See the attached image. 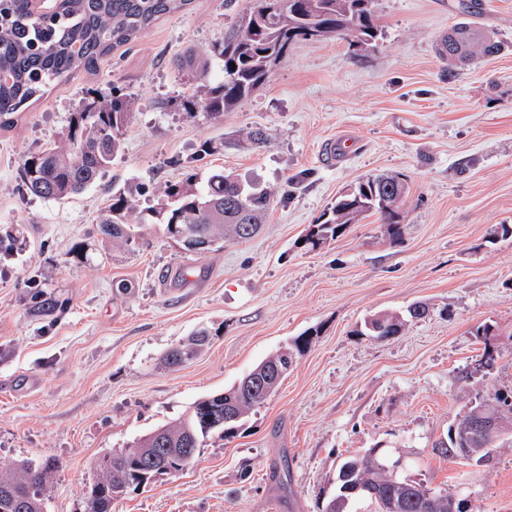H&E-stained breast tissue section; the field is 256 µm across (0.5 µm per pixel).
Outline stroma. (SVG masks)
<instances>
[{
  "label": "stroma",
  "mask_w": 512,
  "mask_h": 512,
  "mask_svg": "<svg viewBox=\"0 0 512 512\" xmlns=\"http://www.w3.org/2000/svg\"><path fill=\"white\" fill-rule=\"evenodd\" d=\"M461 2L375 0L373 48L296 41L262 86L213 117L184 112L187 78L172 61L212 54L251 2L193 0L0 130V235L14 237L0 252V465L58 458L47 512H80L103 450L175 421L310 328V348L233 438L207 440L193 467L112 512H320L340 460L371 448L401 459L402 476L464 490L474 512H512V448L467 466L433 451L469 398L512 389V237H490L512 225V0H481L476 17L504 51L452 78L436 40L463 20ZM89 90L136 101L120 154L78 195L32 196L24 160L58 142ZM340 137L350 153L330 157ZM217 169L272 193L254 238L194 253L160 224L140 226L129 247L94 232L113 187ZM390 172L409 185L398 226L374 215L303 245L341 191ZM416 302L425 319L387 341L365 336L367 317ZM483 324L491 340L477 336ZM199 326L209 349L159 368ZM488 345L496 362L482 369ZM283 463L284 491L270 477Z\"/></svg>",
  "instance_id": "35a3bbf8"
}]
</instances>
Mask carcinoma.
Returning a JSON list of instances; mask_svg holds the SVG:
<instances>
[{
  "mask_svg": "<svg viewBox=\"0 0 512 512\" xmlns=\"http://www.w3.org/2000/svg\"><path fill=\"white\" fill-rule=\"evenodd\" d=\"M192 0H56L53 15L45 18L35 11L33 0H0V129H10L16 114L31 101L43 96L52 85L68 81L75 73H92L98 60L114 48L133 43L138 35L165 15L179 12ZM453 29L466 36V52L448 59V73L476 55H498L503 43L496 32L463 20ZM320 38L336 37L362 51L380 33L373 0H254L250 12L224 33L218 50L222 76L212 77V62L202 53L190 50L173 60V66L191 75L183 99L186 112L196 104L211 116L231 111L256 91L268 72L297 40L311 33ZM135 101L123 95L101 99L84 97L72 112L62 141L25 160L22 178L27 189L43 199L63 200L97 183L121 151L120 131L128 123ZM148 190L129 186L112 192L110 203L98 216L96 231L105 240L126 245L138 240L136 228L145 222L166 225L169 234L179 238L185 249L202 252L213 238L222 235L238 239V224L253 225L258 232L271 205V194L257 182H244L233 173L216 172L202 180L189 175L165 185L157 203L138 209L139 198ZM407 194V182L397 175L369 176L356 183L352 192L340 195L317 218L305 243L315 249L361 216L377 214L386 224H396L398 205ZM423 312L385 315L384 329L369 335L378 341L398 335L407 319L421 320ZM314 331L296 337L287 346L258 364L274 365L277 380L311 346ZM210 343V332L196 330L172 348L161 366L170 368L193 361ZM270 396L268 391L244 392L233 385L222 393L197 400L176 421L157 427L172 451L148 455V435L127 448H114L93 460L96 478L85 487L83 512H112V503L131 492L153 485L165 476L188 469L194 460L182 456L186 448L196 452L214 433L232 437L250 411ZM232 407L237 418L212 420L216 412ZM479 408L499 410L511 429L495 438L469 435L471 414ZM512 446V390L497 391L486 399H475L448 426L447 439L434 445L437 455L450 461L478 462L505 445ZM380 455L369 449L345 457L336 473V495L348 499L345 512H358L356 504H366V512H379L378 501L369 494L354 492L365 476L378 484L382 493L402 498L399 512H448L444 506L430 508L426 494L434 492L448 499V491H434L423 482L413 488L396 486L391 473L382 469ZM60 462L48 457L38 463L28 459L0 467V512H45L49 491Z\"/></svg>",
  "mask_w": 512,
  "mask_h": 512,
  "instance_id": "cac0c4a2",
  "label": "carcinoma"
}]
</instances>
